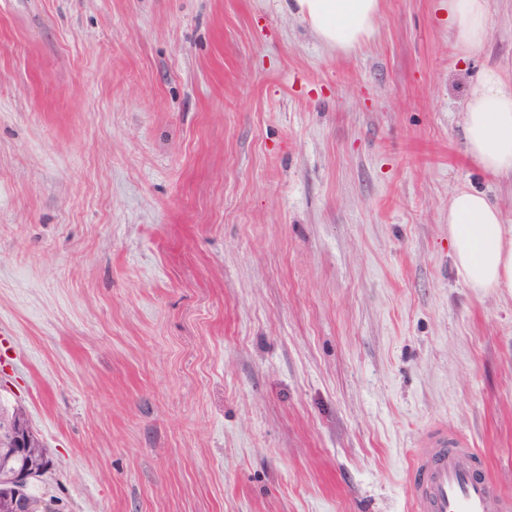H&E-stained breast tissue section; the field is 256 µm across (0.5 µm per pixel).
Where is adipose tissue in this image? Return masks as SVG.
I'll return each mask as SVG.
<instances>
[{"label":"adipose tissue","mask_w":512,"mask_h":512,"mask_svg":"<svg viewBox=\"0 0 512 512\" xmlns=\"http://www.w3.org/2000/svg\"><path fill=\"white\" fill-rule=\"evenodd\" d=\"M382 0H288L291 14L325 44L349 50L371 35ZM448 30L462 56L489 36L487 0H448ZM466 148L490 174L512 173V78L489 70L463 108ZM453 264L468 287L512 294V226L483 192L455 191L448 200Z\"/></svg>","instance_id":"adipose-tissue-1"}]
</instances>
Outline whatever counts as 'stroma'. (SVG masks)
I'll list each match as a JSON object with an SVG mask.
<instances>
[{
    "mask_svg": "<svg viewBox=\"0 0 512 512\" xmlns=\"http://www.w3.org/2000/svg\"><path fill=\"white\" fill-rule=\"evenodd\" d=\"M447 0L331 51L282 0H0V402L57 512H409L431 429L512 495V295L448 198L512 225ZM448 238L453 264L469 288L512 294V226L476 190H457L448 200Z\"/></svg>",
    "mask_w": 512,
    "mask_h": 512,
    "instance_id": "1",
    "label": "stroma"
}]
</instances>
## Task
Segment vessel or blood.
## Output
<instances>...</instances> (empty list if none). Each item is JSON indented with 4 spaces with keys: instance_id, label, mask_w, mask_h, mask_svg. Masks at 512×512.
<instances>
[{
    "instance_id": "1",
    "label": "vessel or blood",
    "mask_w": 512,
    "mask_h": 512,
    "mask_svg": "<svg viewBox=\"0 0 512 512\" xmlns=\"http://www.w3.org/2000/svg\"><path fill=\"white\" fill-rule=\"evenodd\" d=\"M411 512H512L506 494L456 432L429 431L409 466Z\"/></svg>"
}]
</instances>
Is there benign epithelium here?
Here are the masks:
<instances>
[{"mask_svg": "<svg viewBox=\"0 0 512 512\" xmlns=\"http://www.w3.org/2000/svg\"><path fill=\"white\" fill-rule=\"evenodd\" d=\"M0 438L8 440V447L0 448V480H8L18 487L17 493L0 505V512H29V502L23 490L44 475L49 465L40 467L29 460L26 465L15 467L14 461L24 457L26 451L38 442L29 422L16 420L0 426Z\"/></svg>", "mask_w": 512, "mask_h": 512, "instance_id": "7a95c632", "label": "benign epithelium"}]
</instances>
